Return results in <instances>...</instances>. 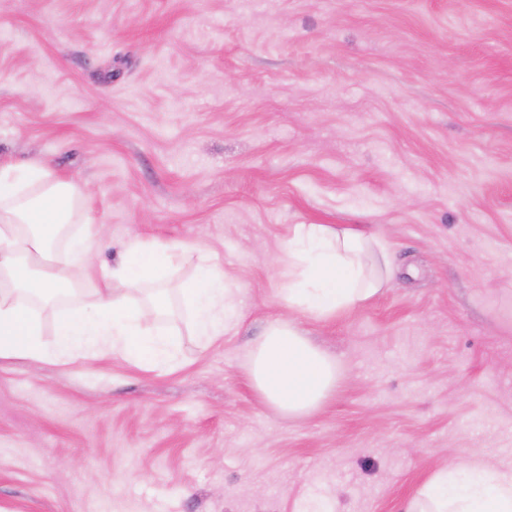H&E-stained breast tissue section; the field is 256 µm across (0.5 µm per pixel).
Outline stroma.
I'll return each mask as SVG.
<instances>
[{"mask_svg":"<svg viewBox=\"0 0 512 512\" xmlns=\"http://www.w3.org/2000/svg\"><path fill=\"white\" fill-rule=\"evenodd\" d=\"M0 159L80 184L101 261L184 242L246 303L172 368L1 359L0 512H406L512 460V0H0ZM295 224L390 272L300 317L342 364L305 419L246 373Z\"/></svg>","mask_w":512,"mask_h":512,"instance_id":"1","label":"stroma"}]
</instances>
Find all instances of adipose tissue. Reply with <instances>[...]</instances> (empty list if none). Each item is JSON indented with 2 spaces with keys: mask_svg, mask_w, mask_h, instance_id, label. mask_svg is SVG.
<instances>
[{
  "mask_svg": "<svg viewBox=\"0 0 512 512\" xmlns=\"http://www.w3.org/2000/svg\"><path fill=\"white\" fill-rule=\"evenodd\" d=\"M82 206L79 185L43 163L0 162V359L90 362L109 352L148 369L173 367L169 331L156 325L169 309V291L154 275L191 258L203 271L177 290L196 335L209 340L240 323L242 289L190 246L136 237L125 242L119 263H96L101 233L79 225ZM61 244L63 262L56 253ZM373 249L386 246L363 232L293 225L279 292L289 313L268 324L247 363L258 397L281 416L307 417L335 390L339 362L309 342L296 317L326 320L376 295L385 275L369 263ZM77 268L90 271L88 283L75 279ZM59 304L71 311L57 319L48 343L40 314ZM407 512H512V462L491 468L481 453L470 452L439 465Z\"/></svg>",
  "mask_w": 512,
  "mask_h": 512,
  "instance_id": "1",
  "label": "adipose tissue"
}]
</instances>
